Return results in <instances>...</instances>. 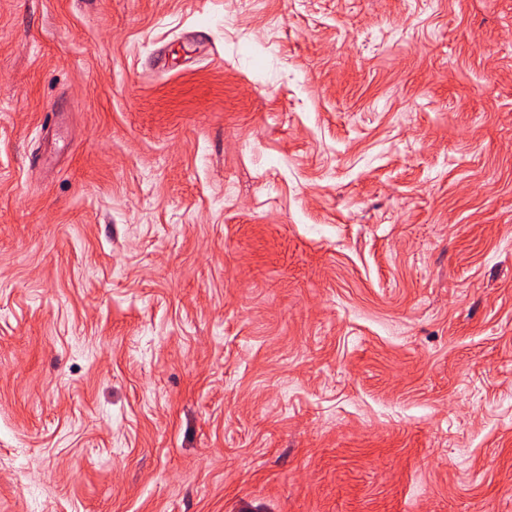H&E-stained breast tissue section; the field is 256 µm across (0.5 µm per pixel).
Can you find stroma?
Returning <instances> with one entry per match:
<instances>
[{
  "label": "stroma",
  "mask_w": 512,
  "mask_h": 512,
  "mask_svg": "<svg viewBox=\"0 0 512 512\" xmlns=\"http://www.w3.org/2000/svg\"><path fill=\"white\" fill-rule=\"evenodd\" d=\"M0 512H512V0H0Z\"/></svg>",
  "instance_id": "1"
}]
</instances>
